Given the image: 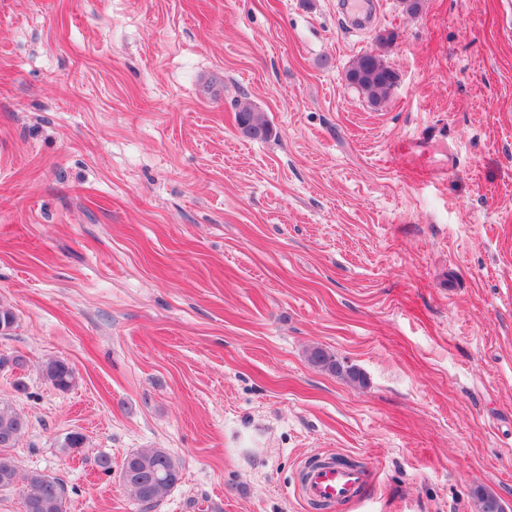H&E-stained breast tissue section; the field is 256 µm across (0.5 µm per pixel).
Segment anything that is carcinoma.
<instances>
[{"mask_svg": "<svg viewBox=\"0 0 512 512\" xmlns=\"http://www.w3.org/2000/svg\"><path fill=\"white\" fill-rule=\"evenodd\" d=\"M348 85L358 89L374 107L384 104L397 81V73L384 55L365 52L358 55L345 72ZM237 126L248 125L250 138H267L271 127L264 113L248 101L235 104ZM309 362L333 372L352 384H364V374L357 368L344 367L319 347L308 351ZM44 378L60 391H69L77 383L75 371L62 360L43 366ZM27 427L24 416L7 405H0V490L24 488V512H66V487L56 477L38 471H24L15 463L9 449ZM120 478L131 488L146 509L155 507L181 479L179 462L162 448H141L125 456ZM478 512H502L498 499L479 487L474 491Z\"/></svg>", "mask_w": 512, "mask_h": 512, "instance_id": "carcinoma-1", "label": "carcinoma"}]
</instances>
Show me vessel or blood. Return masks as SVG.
<instances>
[{
	"label": "vessel or blood",
	"instance_id": "obj_1",
	"mask_svg": "<svg viewBox=\"0 0 512 512\" xmlns=\"http://www.w3.org/2000/svg\"><path fill=\"white\" fill-rule=\"evenodd\" d=\"M375 479L367 467L333 464L307 465L303 471L301 494L309 502L359 506Z\"/></svg>",
	"mask_w": 512,
	"mask_h": 512
}]
</instances>
